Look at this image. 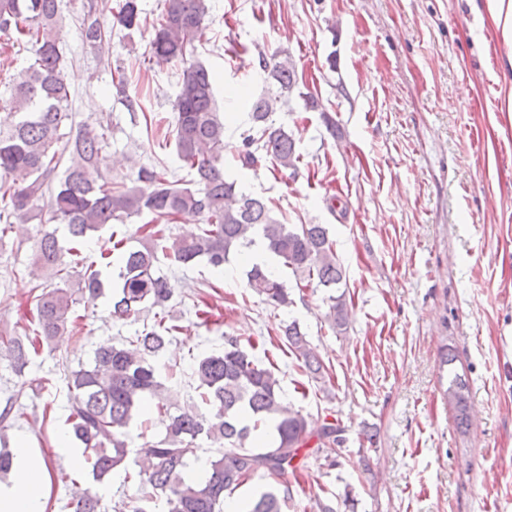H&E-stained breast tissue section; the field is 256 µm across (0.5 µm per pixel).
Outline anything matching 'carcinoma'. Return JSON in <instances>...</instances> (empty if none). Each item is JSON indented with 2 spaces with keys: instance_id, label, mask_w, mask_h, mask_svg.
Listing matches in <instances>:
<instances>
[{
  "instance_id": "cac0c4a2",
  "label": "carcinoma",
  "mask_w": 512,
  "mask_h": 512,
  "mask_svg": "<svg viewBox=\"0 0 512 512\" xmlns=\"http://www.w3.org/2000/svg\"><path fill=\"white\" fill-rule=\"evenodd\" d=\"M207 2L166 0L165 9L152 21V57L159 64L183 63L173 136L177 156L193 179L191 186L180 187L146 165L136 168L131 184L116 186L105 173L106 133L89 125L60 133L72 113L60 49L59 0H0V34L32 50L20 79L6 86L15 121L0 127V199H9L10 205L0 221L13 216L23 221L40 219L46 212L48 221L63 226L71 242L82 244L114 220L151 216L137 229L144 240L140 247L127 249L117 240L106 254L109 266L113 255H118L119 283L112 293V317L118 320L136 317L146 308L166 311L173 290L161 273V258L185 266L204 260L219 271L230 255L250 247L257 237L284 267L307 283L330 288L343 280L326 225L284 224L263 198L224 178L226 119L216 109L213 78L203 63L186 61L187 50L205 40ZM82 7L81 37L94 49L109 43L114 28L131 31L142 23L138 0H121L109 26L97 17L95 0H86ZM260 67L276 90L253 101L251 117L259 136H244L237 158L246 168L268 158L279 168L294 171L300 159L296 142L284 128L275 126L271 116L298 85L295 65L288 56L276 54L260 61ZM112 87L130 111H137L139 101L128 94L123 77ZM65 152L69 165L65 177L58 180ZM188 213L203 218L201 232L174 238L167 246L158 243L156 227ZM72 252L73 248L60 245L56 228L36 242L34 264L49 273L51 283L31 290L32 328L21 334H0V356L18 372L43 343L74 327L72 309L77 301L94 300L103 292L98 272L70 275L65 255ZM247 281L267 303L275 307L291 303L288 288L269 269L252 265ZM329 301L326 320L342 334L348 326L346 303L339 296ZM175 329L174 325L161 331L145 328L126 344L103 346L94 351L89 365L67 376L69 430L90 451L85 463L94 477L101 480L121 469L128 479V467L138 469L136 491L116 502L113 512H154L161 496L167 512H222L224 493L259 472L274 485L251 500L245 512H285L293 495L288 475L311 458L322 457L328 466L336 465V458L327 451L344 444V428L327 420L313 428L309 416L285 402L275 372L229 335L224 336L223 351L196 361L201 403L179 406L162 380L160 365ZM283 336L311 379L325 382L326 367L299 324L289 323ZM444 395L455 410L457 428L467 430L470 415L464 376L454 373ZM150 402L165 415V431L160 438L132 449L127 430ZM13 416H27L16 396L0 411V474L12 466L4 423ZM203 438L222 450L208 459V475L189 481L186 471L198 461V441ZM75 512L106 510L99 498L83 492L76 495Z\"/></svg>"
}]
</instances>
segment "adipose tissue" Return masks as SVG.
Instances as JSON below:
<instances>
[{
    "label": "adipose tissue",
    "instance_id": "ef3b65f1",
    "mask_svg": "<svg viewBox=\"0 0 512 512\" xmlns=\"http://www.w3.org/2000/svg\"><path fill=\"white\" fill-rule=\"evenodd\" d=\"M12 468L0 480V512H45L49 466L25 439H17Z\"/></svg>",
    "mask_w": 512,
    "mask_h": 512
}]
</instances>
